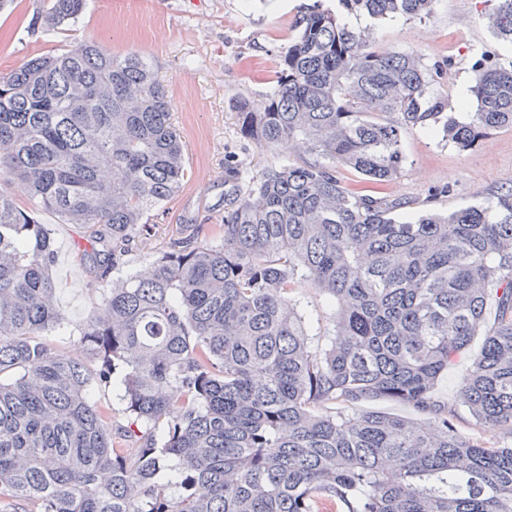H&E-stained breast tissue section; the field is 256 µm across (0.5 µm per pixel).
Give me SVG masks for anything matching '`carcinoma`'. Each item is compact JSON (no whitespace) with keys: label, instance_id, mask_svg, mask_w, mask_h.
Listing matches in <instances>:
<instances>
[{"label":"carcinoma","instance_id":"carcinoma-1","mask_svg":"<svg viewBox=\"0 0 512 512\" xmlns=\"http://www.w3.org/2000/svg\"><path fill=\"white\" fill-rule=\"evenodd\" d=\"M87 0H50L33 25L75 23ZM374 20L435 0H338ZM488 27L512 40V0ZM276 85L234 104L240 134L309 159L257 173L229 164L218 241L192 229L151 274L112 272L151 235L146 214L186 176L168 91L140 53L83 41L0 73V512H512V443L459 433L434 390L479 328L458 390L476 424L512 435V188L449 211L357 191L402 173L419 128L468 151L512 128V63L477 65L466 122L415 51L380 49L321 0L301 5ZM92 229L81 256L104 285L68 336L57 250L36 209ZM335 306L314 341L298 281ZM124 371L136 448H118L93 384ZM391 400L426 420L383 411ZM175 460L180 482L156 476Z\"/></svg>","mask_w":512,"mask_h":512}]
</instances>
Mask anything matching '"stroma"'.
Masks as SVG:
<instances>
[{"mask_svg": "<svg viewBox=\"0 0 512 512\" xmlns=\"http://www.w3.org/2000/svg\"><path fill=\"white\" fill-rule=\"evenodd\" d=\"M302 2L87 0L80 21L59 32L29 26L48 0H14L0 12V72L22 66L32 54L94 40L115 54L141 53L169 89L171 120L184 145L188 177L177 195L150 211L151 236L125 257L116 277L149 269L156 253L180 237L184 225H199L202 236L215 238L224 217L225 158L255 173L289 157L287 147L262 148L242 137L232 103L240 97L262 99L270 90L278 54L294 35L291 24ZM493 5L494 0H436L432 15L421 20L363 16L357 25L371 28L380 48L418 51L436 68L437 89L463 121L467 114L457 93L474 82L473 64L479 56L512 63V43L486 25ZM402 146L407 164L398 178L381 186L382 194L446 210L493 200L512 187V128L491 133L465 152L415 129L405 133ZM39 219L59 247L53 276L60 310L69 329L78 330L100 300L89 263L75 249L85 243L87 232L80 224L58 223L48 213ZM474 355L469 349L455 357L435 397L454 409L453 423L463 434L508 442L512 437L505 431L476 425L458 400V384Z\"/></svg>", "mask_w": 512, "mask_h": 512, "instance_id": "1", "label": "stroma"}]
</instances>
